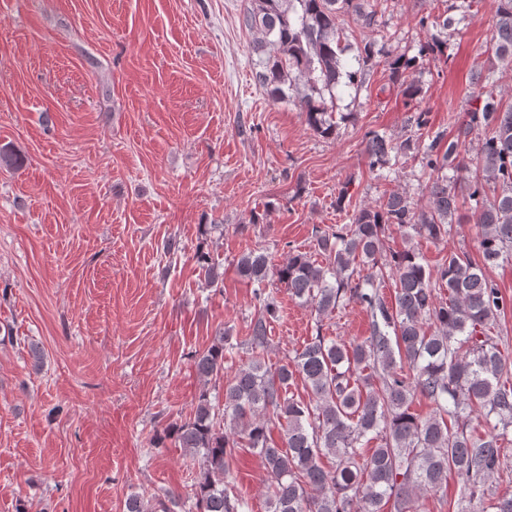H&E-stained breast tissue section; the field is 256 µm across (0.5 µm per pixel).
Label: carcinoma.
Listing matches in <instances>:
<instances>
[{
  "mask_svg": "<svg viewBox=\"0 0 512 512\" xmlns=\"http://www.w3.org/2000/svg\"><path fill=\"white\" fill-rule=\"evenodd\" d=\"M367 0H250L242 23L253 36L255 77L267 96L286 100L303 85L301 103L308 126L324 138L336 136L327 100L336 88L361 90L364 75L389 55L376 41L363 39L346 57L344 17L354 14L366 28L376 23ZM472 0H461L460 17L420 19L438 29L419 54L443 53L458 26L471 15ZM495 56L512 62V0H497L492 30ZM417 57L389 60L392 80L406 101L419 85L406 80ZM498 78L488 70L470 96L468 120L457 136L442 131L429 144L411 147L374 134L366 140L369 170L388 178L398 173L407 152L420 154V206L394 191L375 206L363 207L350 223L315 231L319 263L300 251L278 265L269 254L250 251L237 261L239 274L255 285L257 311L245 344L250 361L224 378V365L236 348L228 334L196 355L203 385L225 381L224 404L202 391L190 417L154 436L184 449L198 465L189 512H245L247 502L224 483L229 459L239 450L258 455L268 484L267 512H415L418 497L457 478L461 498L472 503L498 471L502 444L512 432V357L499 347V318L506 303L487 269L512 259V106L496 94ZM483 130L475 156L464 150L474 129ZM468 173L469 199L475 202L478 250L482 262L451 252L436 266L413 247L385 246V232L433 242L448 237L458 215V173ZM499 192L488 195L489 187ZM210 287L223 273L207 253L197 254ZM275 279L310 306L317 318L341 302L358 304L369 316V336L345 345L321 335L311 338L291 361L272 368L270 324L279 305L266 284ZM394 286V303L383 288ZM448 289V300L437 289ZM301 380L312 401L287 396ZM433 404L421 417L411 411L415 395ZM478 413L489 426L475 434L464 422ZM283 433L282 443L274 430ZM371 454L361 449L372 441ZM330 456L332 467L321 459ZM126 512H173L161 498L128 497Z\"/></svg>",
  "mask_w": 512,
  "mask_h": 512,
  "instance_id": "cac0c4a2",
  "label": "carcinoma"
}]
</instances>
